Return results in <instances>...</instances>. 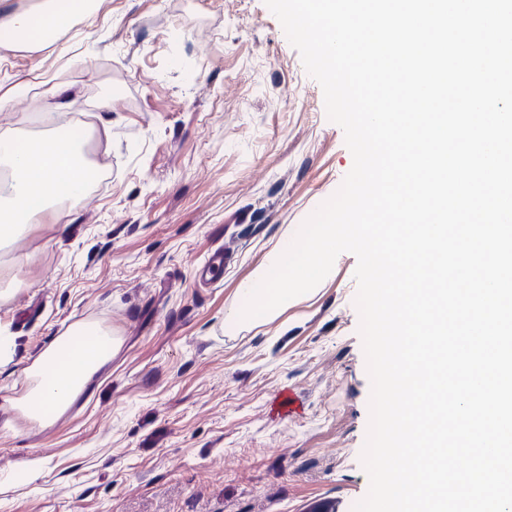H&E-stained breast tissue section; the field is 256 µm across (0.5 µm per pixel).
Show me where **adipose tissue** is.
Masks as SVG:
<instances>
[{"instance_id":"obj_1","label":"adipose tissue","mask_w":512,"mask_h":512,"mask_svg":"<svg viewBox=\"0 0 512 512\" xmlns=\"http://www.w3.org/2000/svg\"><path fill=\"white\" fill-rule=\"evenodd\" d=\"M99 7V0H40L38 5L2 13L0 50L44 44L70 19ZM74 151V140L62 132L52 130L38 139L0 134V163L13 175L10 195L0 200V243L24 236L38 217H58L59 206L84 196L87 172L76 165ZM120 343L99 323H74L26 368L27 391L10 399V410L43 426L53 424L111 360Z\"/></svg>"}]
</instances>
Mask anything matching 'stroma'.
I'll list each match as a JSON object with an SVG mask.
<instances>
[{
    "mask_svg": "<svg viewBox=\"0 0 512 512\" xmlns=\"http://www.w3.org/2000/svg\"><path fill=\"white\" fill-rule=\"evenodd\" d=\"M21 81L0 131L90 124L108 178L0 252V402L76 321L121 346L52 426L0 414V512H354L371 394L356 257L339 254L312 300L224 331L238 283L353 167L264 0H103L35 54L0 59V95ZM47 82L68 107L50 110ZM284 392L295 412L276 411ZM34 458L40 477L22 480Z\"/></svg>",
    "mask_w": 512,
    "mask_h": 512,
    "instance_id": "35a3bbf8",
    "label": "stroma"
}]
</instances>
